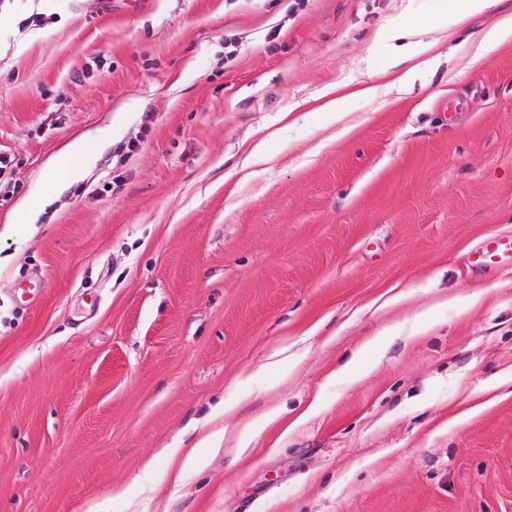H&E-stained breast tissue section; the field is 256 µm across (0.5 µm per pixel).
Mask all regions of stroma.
<instances>
[{"instance_id":"stroma-1","label":"stroma","mask_w":512,"mask_h":512,"mask_svg":"<svg viewBox=\"0 0 512 512\" xmlns=\"http://www.w3.org/2000/svg\"><path fill=\"white\" fill-rule=\"evenodd\" d=\"M455 5L0 0V512H512V268L466 266L512 234V40ZM399 24L422 80L314 111ZM510 39H512V12H507L501 14L494 26L483 34L475 60H479L487 52ZM92 160L88 141L80 136L74 138L63 151L54 156L50 167L59 172L66 181L81 179L86 165ZM224 439V427H218L204 434L187 452V460L194 463L197 468L203 467L205 457L200 448H218Z\"/></svg>"}]
</instances>
